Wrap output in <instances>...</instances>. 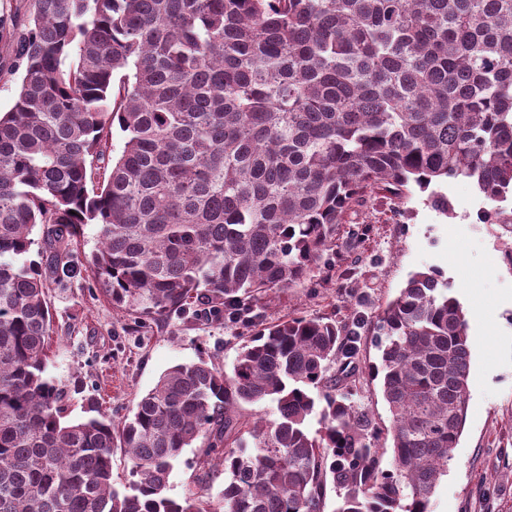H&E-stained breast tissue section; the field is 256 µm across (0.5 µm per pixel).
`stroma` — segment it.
I'll return each mask as SVG.
<instances>
[{"mask_svg":"<svg viewBox=\"0 0 512 512\" xmlns=\"http://www.w3.org/2000/svg\"><path fill=\"white\" fill-rule=\"evenodd\" d=\"M440 190L450 212L419 192L403 200L368 197L302 285L270 294L247 315L219 320L199 308L143 321L113 305L86 269V258L97 247V227L86 225L73 248L70 277L49 290L54 333L48 374L65 388L71 418L82 416L90 398L113 418L127 415L177 364L205 359L231 368L251 323L321 315L347 321L377 312L411 273L433 268L466 312L471 360L465 425L430 509L512 512V263L504 258L512 250V232L481 222L489 204L468 180H449ZM379 356L373 336H362L353 360L356 401L386 429L387 405L368 374ZM202 460L201 447L183 449L169 476L168 495L182 497L201 478L211 495L220 497L224 472L205 468Z\"/></svg>","mask_w":512,"mask_h":512,"instance_id":"35a3bbf8","label":"stroma"}]
</instances>
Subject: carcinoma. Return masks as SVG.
<instances>
[{
	"label": "carcinoma",
	"instance_id": "cac0c4a2",
	"mask_svg": "<svg viewBox=\"0 0 512 512\" xmlns=\"http://www.w3.org/2000/svg\"><path fill=\"white\" fill-rule=\"evenodd\" d=\"M0 80L17 81L0 113V512H325L330 486L333 512H430L470 375L439 271L351 323H265L229 371L174 365L118 422L92 401L70 419L46 377L47 279L95 224L87 264L113 304L239 315L304 280L374 191L457 178L512 229V0H27L0 17ZM363 330L386 431L347 382ZM265 400L276 418L242 413ZM198 440L228 476L217 501L167 494Z\"/></svg>",
	"mask_w": 512,
	"mask_h": 512
}]
</instances>
